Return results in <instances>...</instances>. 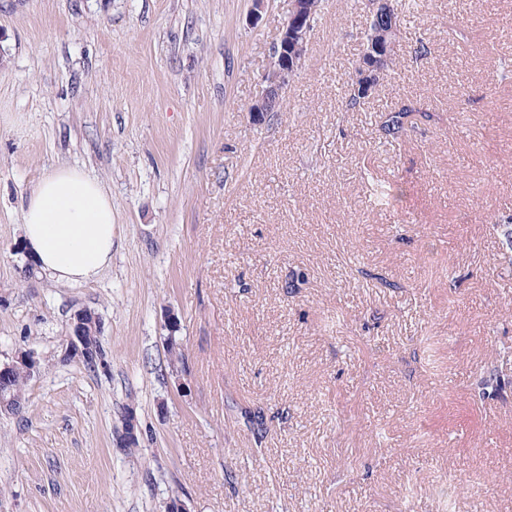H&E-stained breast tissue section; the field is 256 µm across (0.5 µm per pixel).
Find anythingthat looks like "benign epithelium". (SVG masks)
<instances>
[{
    "label": "benign epithelium",
    "mask_w": 512,
    "mask_h": 512,
    "mask_svg": "<svg viewBox=\"0 0 512 512\" xmlns=\"http://www.w3.org/2000/svg\"><path fill=\"white\" fill-rule=\"evenodd\" d=\"M289 20L279 30L273 46L272 62L262 75L260 88L252 104V112L259 115L272 112L282 104V92L289 85L297 72L295 57L304 51L307 40V30L302 25V19L307 7L306 0H290ZM352 79L355 89L364 95L373 89V75L366 65L359 62L355 65ZM101 327L100 318L92 315L86 309L77 310L70 321V331L64 349V356L71 362L82 364L95 359L85 345V334L88 326ZM24 370L33 377L39 373L40 360L32 350H21L8 364L0 365V383L8 382L19 370ZM138 423L136 416H128L121 433L115 439L116 445L126 448L137 439Z\"/></svg>",
    "instance_id": "obj_1"
}]
</instances>
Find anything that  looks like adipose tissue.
Masks as SVG:
<instances>
[{
  "label": "adipose tissue",
  "instance_id": "adipose-tissue-1",
  "mask_svg": "<svg viewBox=\"0 0 512 512\" xmlns=\"http://www.w3.org/2000/svg\"><path fill=\"white\" fill-rule=\"evenodd\" d=\"M22 232L29 258L50 280L94 281L112 263V197L82 169L56 167L32 190Z\"/></svg>",
  "mask_w": 512,
  "mask_h": 512
}]
</instances>
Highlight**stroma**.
Segmentation results:
<instances>
[{
    "instance_id": "35a3bbf8",
    "label": "stroma",
    "mask_w": 512,
    "mask_h": 512,
    "mask_svg": "<svg viewBox=\"0 0 512 512\" xmlns=\"http://www.w3.org/2000/svg\"><path fill=\"white\" fill-rule=\"evenodd\" d=\"M410 6L395 75L352 112L366 14L324 0L260 123L289 0H0V365L40 357L26 413L0 415V512H512V390L471 386L512 347L491 226L512 216V0ZM406 98L430 119L382 138ZM60 165L112 196V264L79 286L25 277L18 249ZM83 307L93 371L62 361Z\"/></svg>"
}]
</instances>
